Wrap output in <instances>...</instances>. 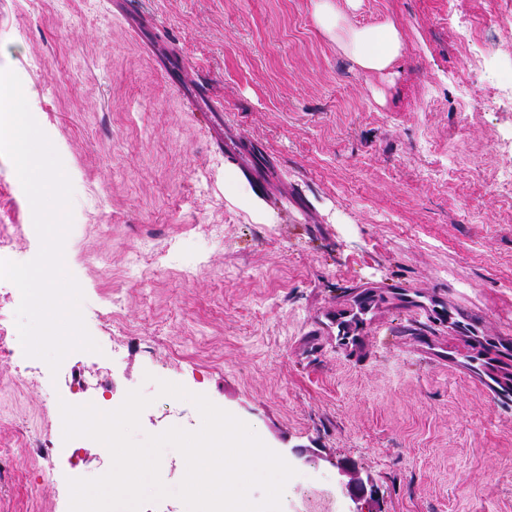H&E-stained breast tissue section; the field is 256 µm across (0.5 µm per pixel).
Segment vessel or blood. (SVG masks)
<instances>
[{"label": "vessel or blood", "mask_w": 512, "mask_h": 512, "mask_svg": "<svg viewBox=\"0 0 512 512\" xmlns=\"http://www.w3.org/2000/svg\"><path fill=\"white\" fill-rule=\"evenodd\" d=\"M391 304L430 324V332L415 339L417 350L472 381L493 403H512V336L482 335L481 312L449 305L443 296L361 284L335 310L318 318L311 333L335 337L337 348L364 356L368 330Z\"/></svg>", "instance_id": "1"}]
</instances>
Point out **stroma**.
<instances>
[{
  "mask_svg": "<svg viewBox=\"0 0 512 512\" xmlns=\"http://www.w3.org/2000/svg\"><path fill=\"white\" fill-rule=\"evenodd\" d=\"M315 2L0 0V69L71 179L64 261L100 347L55 374L26 357L0 280V512H68V479L110 469L91 439L54 453L60 399L115 409L138 389L142 433L194 430L160 379L291 464L282 512H349L342 464L374 486L369 512H512V407L416 351L397 307L361 361L310 333L356 284L395 282L512 333V43L494 40L512 0H338L356 26L399 29L382 73ZM178 63L212 107L171 80ZM15 178L0 155V259L25 263L40 242Z\"/></svg>",
  "mask_w": 512,
  "mask_h": 512,
  "instance_id": "obj_1",
  "label": "stroma"
}]
</instances>
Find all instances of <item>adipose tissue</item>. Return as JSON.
Instances as JSON below:
<instances>
[{
	"label": "adipose tissue",
	"instance_id": "adipose-tissue-1",
	"mask_svg": "<svg viewBox=\"0 0 512 512\" xmlns=\"http://www.w3.org/2000/svg\"><path fill=\"white\" fill-rule=\"evenodd\" d=\"M315 17L337 47L362 70L384 72L401 55V35L393 23L374 27L353 26L334 0H319Z\"/></svg>",
	"mask_w": 512,
	"mask_h": 512
}]
</instances>
